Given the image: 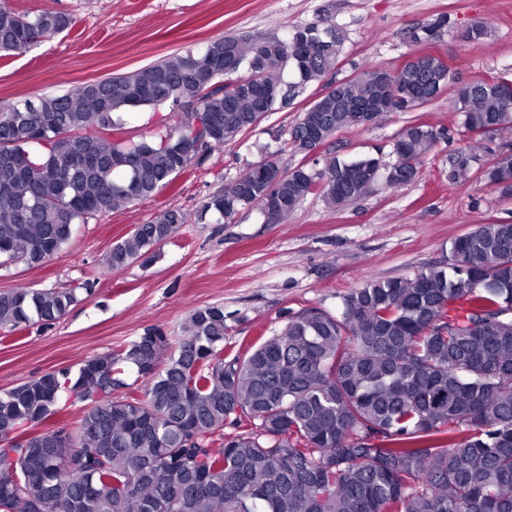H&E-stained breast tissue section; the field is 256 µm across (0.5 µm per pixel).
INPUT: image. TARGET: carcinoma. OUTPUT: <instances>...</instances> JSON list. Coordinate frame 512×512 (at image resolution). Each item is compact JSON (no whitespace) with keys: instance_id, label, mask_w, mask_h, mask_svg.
Listing matches in <instances>:
<instances>
[{"instance_id":"carcinoma-1","label":"carcinoma","mask_w":512,"mask_h":512,"mask_svg":"<svg viewBox=\"0 0 512 512\" xmlns=\"http://www.w3.org/2000/svg\"><path fill=\"white\" fill-rule=\"evenodd\" d=\"M73 25L64 12L21 13L0 0V58ZM448 16L412 28L424 45ZM345 33L316 21L284 38L218 37L130 74L66 94L0 103V266H37L58 254L77 224L152 196L193 161L191 135L221 149L319 83L340 61ZM238 71L224 74V47ZM384 73L337 80L299 114L289 132L310 154L306 115L323 140L388 112H412L453 82L440 57L396 74L388 106L371 111ZM500 75L452 100L464 128L486 135L512 128V93ZM166 107L154 139L109 141L126 108ZM203 128L193 126L194 120ZM439 136L410 121L394 139L395 159L331 158L323 167L244 169L205 208L232 219L281 202L274 222L310 194L336 209L382 181L396 190L419 177ZM481 139L453 160L470 178ZM512 196V167L481 172ZM187 215L175 209L116 241L104 268L119 271L171 240ZM77 302L74 288L0 291V330L51 325ZM224 307L195 309L182 338L153 329L116 351L84 360L76 374L53 370L0 391V512H512V224H476L455 239L448 264L410 277L363 281L336 313L311 307L243 356L224 359ZM136 370L140 392L117 398L120 375ZM87 398L75 428L48 425L64 396ZM234 432H224L226 424Z\"/></svg>"}]
</instances>
